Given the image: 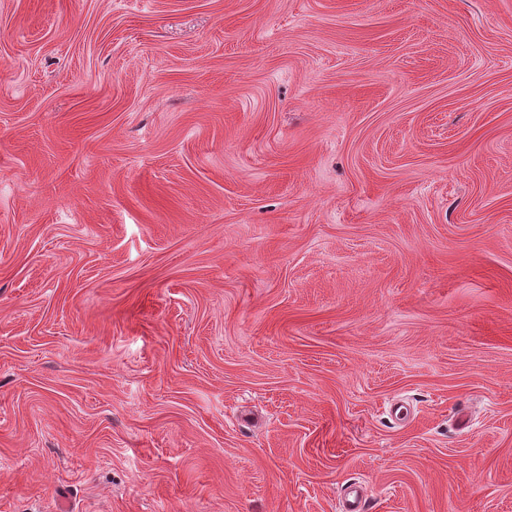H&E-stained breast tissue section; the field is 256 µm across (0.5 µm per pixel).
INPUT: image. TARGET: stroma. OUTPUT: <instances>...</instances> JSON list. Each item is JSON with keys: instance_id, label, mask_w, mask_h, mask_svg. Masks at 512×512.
Wrapping results in <instances>:
<instances>
[{"instance_id": "obj_1", "label": "stroma", "mask_w": 512, "mask_h": 512, "mask_svg": "<svg viewBox=\"0 0 512 512\" xmlns=\"http://www.w3.org/2000/svg\"><path fill=\"white\" fill-rule=\"evenodd\" d=\"M512 512V0H0V512Z\"/></svg>"}]
</instances>
